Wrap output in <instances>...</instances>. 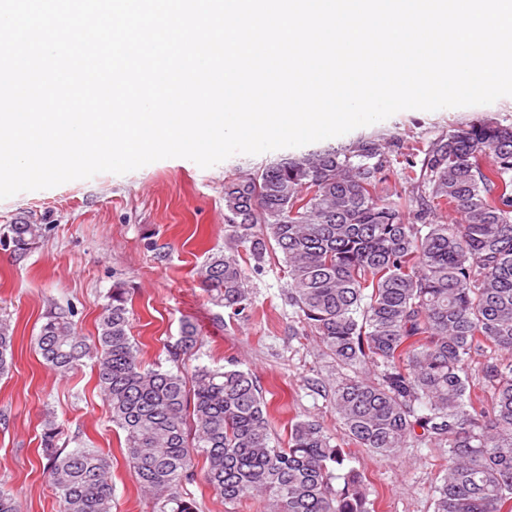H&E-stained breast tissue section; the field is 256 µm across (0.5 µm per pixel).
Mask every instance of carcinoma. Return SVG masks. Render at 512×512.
<instances>
[{
  "label": "carcinoma",
  "instance_id": "carcinoma-1",
  "mask_svg": "<svg viewBox=\"0 0 512 512\" xmlns=\"http://www.w3.org/2000/svg\"><path fill=\"white\" fill-rule=\"evenodd\" d=\"M48 230L12 224L6 245L24 257ZM224 231V253L198 271L210 296L235 316L251 311L247 267L263 269L278 251L297 316L288 335L317 336L341 370L380 368L375 380L336 384L333 408L348 441L387 458L446 448L448 466L430 485L433 512H512V123L476 120L404 152L388 133L361 135L243 173L224 182ZM74 316L71 307L47 312L38 352L60 374L94 361L130 468L158 512H198L183 491L196 454L226 503L259 497L269 512H375L362 475L318 420H296L286 445L273 444L252 374L230 361L199 366L186 381L182 356L199 342L193 324L168 349L175 369L164 370L145 364L130 335L125 289H112L96 337L79 335ZM12 346L1 318L0 375ZM475 354L488 402L475 392ZM62 436L44 421L59 512H112L109 456L68 451Z\"/></svg>",
  "mask_w": 512,
  "mask_h": 512
}]
</instances>
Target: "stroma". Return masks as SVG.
<instances>
[{"mask_svg": "<svg viewBox=\"0 0 512 512\" xmlns=\"http://www.w3.org/2000/svg\"><path fill=\"white\" fill-rule=\"evenodd\" d=\"M512 119V96L488 105L403 110L328 139L341 147L358 134L392 132L405 145L423 146L439 133L471 121ZM289 149L236 154L210 168L168 158L118 175L100 173L53 188L0 200V235L25 220L49 230L21 261L0 248V318L14 334V365L0 377V484L11 489L22 512H57L44 472L40 435L46 418L63 424L68 448H98L108 454L114 490L112 512H156L154 499L136 483L126 457L125 434L110 419L93 365L60 375L47 368L34 338L43 315L73 307L81 335H96L99 316L114 285L128 293L131 333L147 364L169 369V346L184 321L201 337L185 359L186 370L236 362L252 372L263 390L276 442H284L296 416H312L343 444L348 464L371 484L376 512H433L429 488L448 461L444 448H404L398 458L373 455L349 443L332 408L340 376L335 360L315 337L288 333L292 309L280 265L250 273L254 307L230 315L201 288L197 272L224 250V182L287 158ZM320 390H312V382ZM189 491L198 512H267L262 501H223L206 484L203 459Z\"/></svg>", "mask_w": 512, "mask_h": 512, "instance_id": "35a3bbf8", "label": "stroma"}]
</instances>
